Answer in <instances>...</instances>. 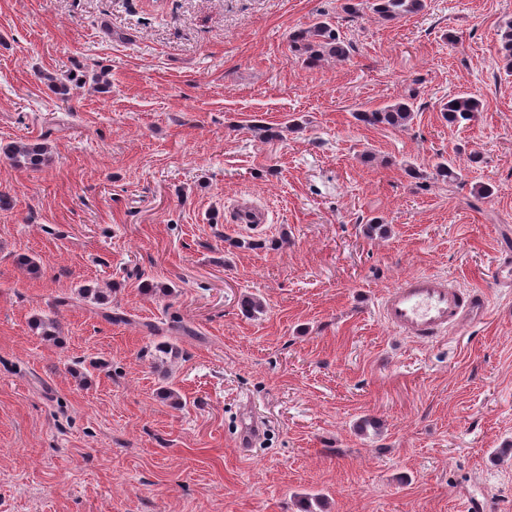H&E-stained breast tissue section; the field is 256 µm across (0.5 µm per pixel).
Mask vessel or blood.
<instances>
[{"label":"vessel or blood","mask_w":512,"mask_h":512,"mask_svg":"<svg viewBox=\"0 0 512 512\" xmlns=\"http://www.w3.org/2000/svg\"><path fill=\"white\" fill-rule=\"evenodd\" d=\"M486 298L465 295L447 276L422 273L390 287L378 304L380 319L408 338L430 343L482 312Z\"/></svg>","instance_id":"obj_1"}]
</instances>
